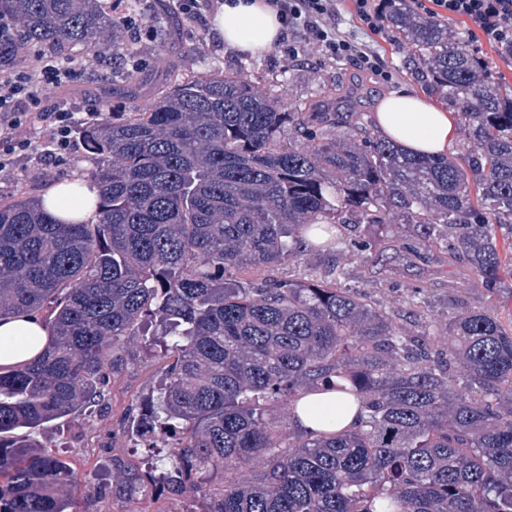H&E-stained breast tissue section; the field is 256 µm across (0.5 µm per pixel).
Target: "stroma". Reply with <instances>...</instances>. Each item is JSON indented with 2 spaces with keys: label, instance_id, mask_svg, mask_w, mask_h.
I'll return each instance as SVG.
<instances>
[{
  "label": "stroma",
  "instance_id": "obj_1",
  "mask_svg": "<svg viewBox=\"0 0 512 512\" xmlns=\"http://www.w3.org/2000/svg\"><path fill=\"white\" fill-rule=\"evenodd\" d=\"M113 12L153 16L152 37L136 44L143 66L131 75L106 70L104 62L112 55L106 44L93 51L77 50L61 56L64 66L80 71L81 81L71 92L48 91L50 109H72L84 123L97 118L107 103L121 102L126 111H143L153 105L160 89L172 86L174 81L241 71L247 74L256 95H276L285 105L307 104L316 112L346 111V104L337 102L333 90L355 83L359 92L354 106L357 120L369 127L384 96L393 91L419 89L405 63V47L392 41L386 32L374 34L360 29L351 14V0H339L331 26L372 51L379 59L381 73L366 70L353 60L328 58L320 43L306 39L300 32L290 36L297 50L292 59L287 58L282 45L256 57L225 53L207 20L186 17L173 9L170 0H137L133 6L128 0H116ZM470 27L465 18L448 23L451 34L463 40L471 54L487 60L495 77L512 86V58L501 57L498 47L469 39ZM99 163V156L88 153L81 142L72 154L50 166L42 165L34 155L22 158L0 172V201L39 199L50 184L88 177ZM380 232L384 237L380 243L382 259L378 262L345 247L330 255H305L295 261L249 269L244 276L305 280L312 273L336 268L339 286L366 293L396 327L426 337L430 346L440 351L455 343L448 330L449 310L478 308L512 325V278H505L501 287L484 288L464 262L449 258L445 244L422 243L412 225L390 224ZM406 243L418 245L417 258H402L399 249ZM385 264L398 267L393 282L383 281L380 275ZM124 346L128 356L110 377L105 405L51 421L35 431L38 442L66 457L74 468L78 477L76 496L83 512H96L98 504L90 489L111 481L112 470L107 462L112 456L138 462L127 431L128 419L138 413L143 398L151 394L171 363L169 356L151 345L143 333L126 337Z\"/></svg>",
  "mask_w": 512,
  "mask_h": 512
}]
</instances>
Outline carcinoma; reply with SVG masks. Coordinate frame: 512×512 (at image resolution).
Listing matches in <instances>:
<instances>
[{"label":"carcinoma","instance_id":"carcinoma-1","mask_svg":"<svg viewBox=\"0 0 512 512\" xmlns=\"http://www.w3.org/2000/svg\"><path fill=\"white\" fill-rule=\"evenodd\" d=\"M19 36L66 54L125 36L102 0H0ZM412 79L457 108L466 142L410 156L353 112H290L240 74L187 80L145 112L94 122L83 139L112 158L91 179L100 210L64 223L24 198L0 203V317L51 312L35 359L0 367V512H74L77 475L20 429L101 400L124 337L148 320L174 361L131 429L147 466L112 458L91 494L168 493L183 512H512V329L448 313L453 359L407 336L368 296L335 282L234 276L377 239L349 224H413L448 240L486 288L512 278V89L443 22L385 0ZM288 129L303 143H283ZM459 367L457 389L448 373ZM358 404L344 431L288 435L269 408L303 391Z\"/></svg>","mask_w":512,"mask_h":512}]
</instances>
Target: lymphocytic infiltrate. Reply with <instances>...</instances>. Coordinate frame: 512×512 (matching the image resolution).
Segmentation results:
<instances>
[{"label":"lymphocytic infiltrate","instance_id":"f902f5d3","mask_svg":"<svg viewBox=\"0 0 512 512\" xmlns=\"http://www.w3.org/2000/svg\"><path fill=\"white\" fill-rule=\"evenodd\" d=\"M280 12L287 30H304L318 38L334 56L357 54L351 40L326 27L336 14V0H270ZM417 11L448 20L464 17L479 30L481 38L495 46H512V0H413ZM78 72L61 66L54 55L21 56L0 78V170L13 165L32 149L30 129L49 121L40 161L49 163L68 153L72 146L75 116L66 111L46 112L44 92L78 83Z\"/></svg>","mask_w":512,"mask_h":512}]
</instances>
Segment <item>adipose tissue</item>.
I'll return each instance as SVG.
<instances>
[{"mask_svg":"<svg viewBox=\"0 0 512 512\" xmlns=\"http://www.w3.org/2000/svg\"><path fill=\"white\" fill-rule=\"evenodd\" d=\"M210 25L225 51L240 56L271 52L280 44L284 31L282 18L268 0H224ZM375 125L381 137L413 155L447 154L455 132L451 112L407 91L389 94L379 101ZM72 185L80 187L87 205L75 207L68 192ZM41 199L45 209L63 221H88L97 213L98 191L81 178L51 184ZM48 336V329L36 316L0 318V366L9 367L38 356ZM355 417V410L339 408L335 393L310 392L300 399L292 425L303 432L336 431L350 427Z\"/></svg>","mask_w":512,"mask_h":512,"instance_id":"obj_1","label":"adipose tissue"}]
</instances>
